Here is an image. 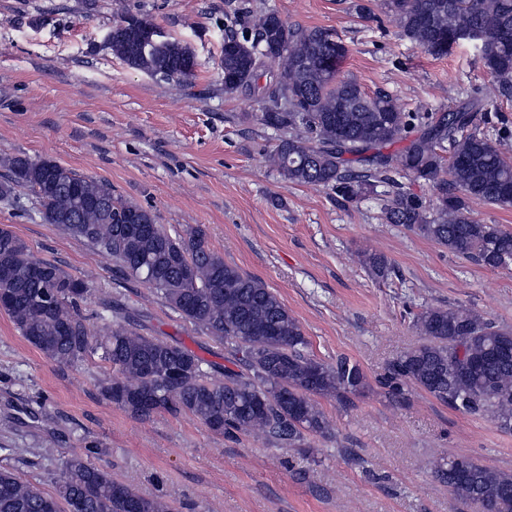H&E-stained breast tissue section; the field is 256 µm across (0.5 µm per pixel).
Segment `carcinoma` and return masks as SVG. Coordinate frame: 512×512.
<instances>
[{
	"mask_svg": "<svg viewBox=\"0 0 512 512\" xmlns=\"http://www.w3.org/2000/svg\"><path fill=\"white\" fill-rule=\"evenodd\" d=\"M402 33L433 56L474 41L500 95L512 98V0H384ZM129 67L176 86L195 76L190 48L165 39L142 52L122 23L106 41ZM345 46L325 28L281 25L269 15L253 37L226 26L224 93L245 91L262 103L258 120L279 134L266 161L287 183L331 189L352 202L382 188L387 223L402 224L449 251L489 268L512 264V232L482 224L469 204L512 207V157L476 123L493 104L467 98L439 114L405 112L384 91L365 92L340 76ZM402 142L392 153L387 148ZM0 201L31 191L47 224L112 257L125 276L147 283L186 322L224 344L234 367L205 364L191 350L141 333L135 316L115 311L98 338L82 313L89 288L59 265L35 258L0 225L3 309L25 339L58 365L102 351L121 378L102 394L146 421L166 412L190 413L215 434L253 435L274 448H300L307 436L330 432L315 397L351 402L366 385L358 364L344 356L321 361L309 351L298 320L278 296L208 245L204 228L169 234L156 215L112 196V187L47 158L8 159ZM411 173L432 185L427 205L403 190ZM371 274L386 278L387 259L364 255ZM81 286L82 292L72 288ZM413 327L422 342L396 358L379 380L387 394L407 399L422 390L452 409L491 418L512 432V330L463 306L427 307ZM452 497L479 512H512V473L462 456L436 470ZM174 512L111 473L72 454L49 496L0 469V512Z\"/></svg>",
	"mask_w": 512,
	"mask_h": 512,
	"instance_id": "1",
	"label": "carcinoma"
}]
</instances>
